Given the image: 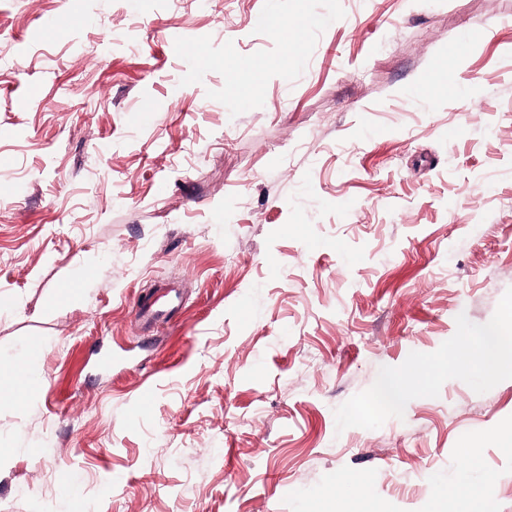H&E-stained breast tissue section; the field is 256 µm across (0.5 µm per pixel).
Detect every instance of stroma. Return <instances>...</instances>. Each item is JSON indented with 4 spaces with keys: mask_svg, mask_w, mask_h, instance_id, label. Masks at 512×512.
<instances>
[{
    "mask_svg": "<svg viewBox=\"0 0 512 512\" xmlns=\"http://www.w3.org/2000/svg\"><path fill=\"white\" fill-rule=\"evenodd\" d=\"M0 185V512H512V0H0ZM483 338L471 335L463 336L455 346L448 350V355L444 359L416 363L412 370L413 376L427 377L437 369L448 370V374H454L462 369L463 361L469 357L473 348L480 350V374L482 377L491 378L497 376L506 367L512 368V345L498 342L494 350L488 352Z\"/></svg>",
    "mask_w": 512,
    "mask_h": 512,
    "instance_id": "stroma-1",
    "label": "stroma"
}]
</instances>
